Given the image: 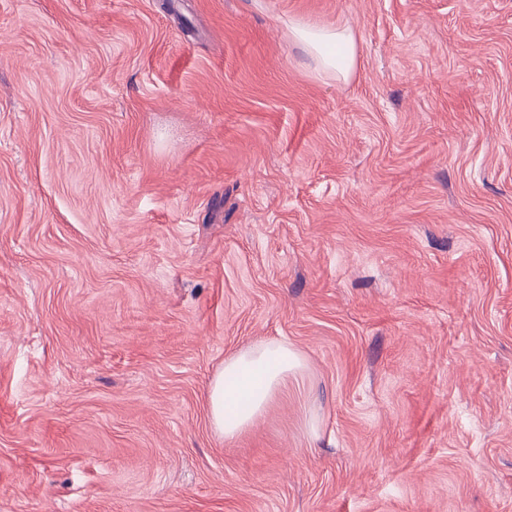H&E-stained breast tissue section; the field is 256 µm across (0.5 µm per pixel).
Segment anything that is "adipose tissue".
<instances>
[{"label": "adipose tissue", "instance_id": "ef3b65f1", "mask_svg": "<svg viewBox=\"0 0 512 512\" xmlns=\"http://www.w3.org/2000/svg\"><path fill=\"white\" fill-rule=\"evenodd\" d=\"M293 34L321 73L349 78L356 67L357 47L351 30L299 24ZM303 366L301 354L285 340L247 346L225 359L208 392L214 434L233 440L260 418L289 377Z\"/></svg>", "mask_w": 512, "mask_h": 512}]
</instances>
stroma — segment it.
<instances>
[{
	"instance_id": "stroma-1",
	"label": "stroma",
	"mask_w": 512,
	"mask_h": 512,
	"mask_svg": "<svg viewBox=\"0 0 512 512\" xmlns=\"http://www.w3.org/2000/svg\"><path fill=\"white\" fill-rule=\"evenodd\" d=\"M164 1L0 0V512H512V0ZM293 34L307 50L319 73L349 78L356 67L357 47L349 29H327L300 23ZM302 367L301 354L286 340L249 345L225 359L209 385L214 434L227 441L239 437L264 414L288 376Z\"/></svg>"
}]
</instances>
